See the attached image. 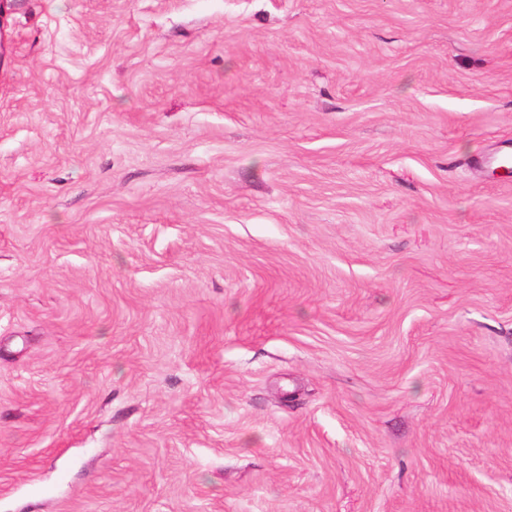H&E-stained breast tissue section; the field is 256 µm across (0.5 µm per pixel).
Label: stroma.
<instances>
[{
    "label": "stroma",
    "instance_id": "stroma-1",
    "mask_svg": "<svg viewBox=\"0 0 512 512\" xmlns=\"http://www.w3.org/2000/svg\"><path fill=\"white\" fill-rule=\"evenodd\" d=\"M512 0H0V512H512Z\"/></svg>",
    "mask_w": 512,
    "mask_h": 512
}]
</instances>
